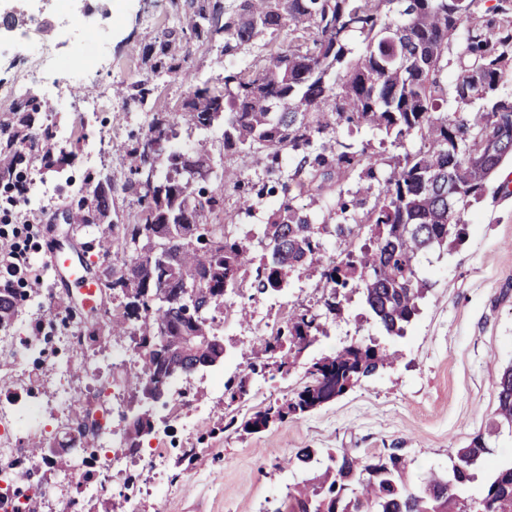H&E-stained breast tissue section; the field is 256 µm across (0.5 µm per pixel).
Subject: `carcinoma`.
<instances>
[{
	"instance_id": "obj_1",
	"label": "carcinoma",
	"mask_w": 512,
	"mask_h": 512,
	"mask_svg": "<svg viewBox=\"0 0 512 512\" xmlns=\"http://www.w3.org/2000/svg\"><path fill=\"white\" fill-rule=\"evenodd\" d=\"M187 25L172 27L147 46L146 68L126 87L125 100L143 108L166 76L186 88L185 110L171 121L156 112L125 147L122 189L139 212L132 224L112 223V175L88 178L65 233H91L112 262L104 284L112 305L89 308L92 335L130 338L120 381L134 397L161 385L172 369L193 372L224 358L222 344L181 349L186 336L215 335L213 312L249 284V299L274 295L291 280L319 275L318 308H288L284 325L258 338L248 368L272 359L290 372L346 303L357 302L382 336L402 337L420 313L430 282L422 259L462 237L461 214L481 199L505 159L512 158V0H236L228 12L213 0H187ZM293 35L246 75L224 74V93L194 83L184 67L189 39L222 40L234 56L274 35ZM456 66L453 79L448 67ZM53 103L34 94L0 123V185L26 190L24 163L41 157L62 176L80 144L57 152V129L40 115ZM187 132L223 128L224 151L263 153L267 171L283 156L298 160L286 196L263 224H215L224 194L195 190L190 171L213 163L207 138L190 149L171 147L178 125ZM164 143L147 155L141 143L157 127ZM417 139L410 151L405 142ZM404 152L387 155L386 146ZM230 188L249 216L266 186L235 180ZM336 198V223L298 203L304 195ZM344 245L326 262L328 238ZM260 256H255L256 251ZM207 280L187 294L185 278ZM33 296L0 283V329L9 327ZM396 356L370 338L337 348L307 369V381L285 402L274 401L224 429L262 432L303 417L393 366ZM249 375L224 384L234 403L248 394ZM495 422L466 445L448 451V469L418 482L411 460L393 448L378 456L302 448L285 464L322 472L289 489V512H512V462L494 466L484 494L468 496L475 470L491 454L489 436L512 431V364L495 383Z\"/></svg>"
}]
</instances>
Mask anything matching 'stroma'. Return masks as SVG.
<instances>
[{"instance_id":"obj_1","label":"stroma","mask_w":512,"mask_h":512,"mask_svg":"<svg viewBox=\"0 0 512 512\" xmlns=\"http://www.w3.org/2000/svg\"><path fill=\"white\" fill-rule=\"evenodd\" d=\"M94 2L98 10L92 23L112 26L110 61L83 82L86 97L95 107L87 112L78 101L59 98L56 112L48 117L68 133L64 149L78 144L82 150L63 179L31 159L27 195L0 199V241L28 262L29 273L18 284L53 313L49 319L19 314L8 332L10 348L0 347V357L11 359L10 368L0 369V399L18 398L23 403L16 445L26 447L30 432L35 431L60 449L33 481L22 483L24 495H37L41 512H61L72 501L78 512H122L129 500L139 503L140 512H267L285 499L289 487L310 477L304 467L277 465L280 458L302 448L320 452L346 448L362 455L398 448L412 459V476L446 468L449 449L463 446L491 422L496 379L502 367L512 362L510 162L499 170L486 195L465 210L462 239L447 252L430 255L425 269L432 288L419 316L405 337L384 342L400 355L395 368L309 415L242 435L225 429L230 416L252 413L268 399L288 398L303 381L305 365L297 363L286 378L252 376L246 400L226 406L225 381L243 374L244 356L265 330L217 318L216 333L226 348L224 359L215 367L174 379L165 397L153 405L154 430L143 437L139 455L113 469L106 491L87 493L85 474L97 469L105 450L68 447L57 383L61 373H69L72 388L95 405L109 408L105 433L123 436L121 417L133 414L136 406L126 392L113 387L112 366L120 362L129 341L103 336L75 349L69 338L80 317L59 304L64 291L60 282L44 278V254L48 244L61 236L58 213L87 176L112 174L116 183L112 220L117 224L134 220L139 207L135 197L122 189L127 173L120 157L150 117L126 106L123 92L143 72L146 46L187 10L186 0ZM288 41V33L282 32L269 46L251 47L235 58L225 57L218 43L194 42L186 66L199 87L220 93L225 71H249L269 49L286 47ZM207 137L214 160L226 176L272 187L273 192L259 200L247 217L239 212L238 195L222 190L219 180H207V191H223V213L234 223L265 222L283 196L281 187L293 160L284 159L280 172L270 174L263 155L225 152L221 128H213ZM318 295L316 282L310 279L280 294L250 301L249 306L252 313L263 310L273 319L280 305L310 306ZM327 328V336L310 349V356L330 354L344 343L378 333L354 304L346 305ZM83 357L89 362L88 371H72V364ZM156 448L165 451L159 469L151 462Z\"/></svg>"}]
</instances>
